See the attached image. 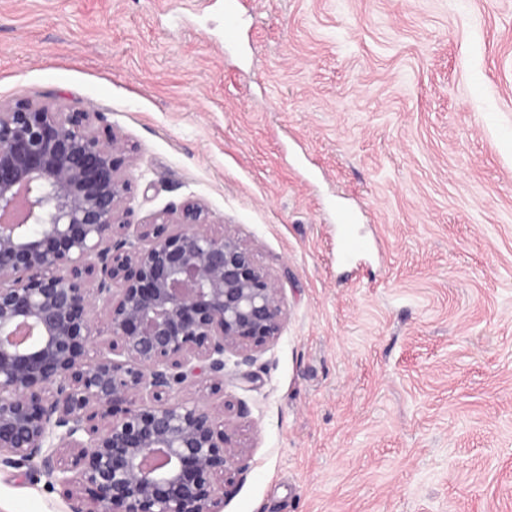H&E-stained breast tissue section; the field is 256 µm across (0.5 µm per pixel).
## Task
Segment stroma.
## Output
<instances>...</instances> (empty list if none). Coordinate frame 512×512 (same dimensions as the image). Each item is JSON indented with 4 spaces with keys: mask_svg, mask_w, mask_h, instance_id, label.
<instances>
[{
    "mask_svg": "<svg viewBox=\"0 0 512 512\" xmlns=\"http://www.w3.org/2000/svg\"><path fill=\"white\" fill-rule=\"evenodd\" d=\"M224 2L0 0V101L101 113L132 223L199 201L281 290L224 512H512V0Z\"/></svg>",
    "mask_w": 512,
    "mask_h": 512,
    "instance_id": "stroma-1",
    "label": "stroma"
}]
</instances>
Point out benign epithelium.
<instances>
[{"mask_svg": "<svg viewBox=\"0 0 512 512\" xmlns=\"http://www.w3.org/2000/svg\"><path fill=\"white\" fill-rule=\"evenodd\" d=\"M100 119L0 104V468L71 512H224L247 410L184 391L223 392L278 339L280 289L197 201L131 223Z\"/></svg>", "mask_w": 512, "mask_h": 512, "instance_id": "7a95c632", "label": "benign epithelium"}]
</instances>
